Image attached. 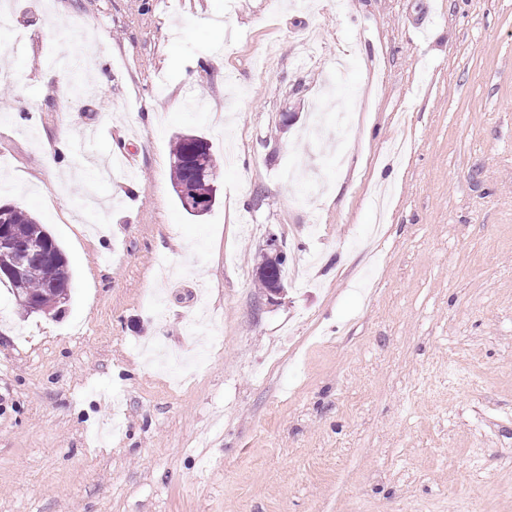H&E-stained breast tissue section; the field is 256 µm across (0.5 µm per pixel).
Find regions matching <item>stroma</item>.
I'll return each mask as SVG.
<instances>
[{
  "label": "stroma",
  "instance_id": "stroma-1",
  "mask_svg": "<svg viewBox=\"0 0 512 512\" xmlns=\"http://www.w3.org/2000/svg\"><path fill=\"white\" fill-rule=\"evenodd\" d=\"M9 2L0 205L72 288L30 313L0 285V512H512V0ZM83 127L133 171L93 226L48 180ZM271 236L307 268L277 302ZM195 142L203 143L204 150L197 154L192 161V165H189V161L187 160L189 156L188 150ZM172 154L174 159L171 169L173 188L177 184L192 181L196 191V198L185 199L174 190L182 209L189 216L201 217L196 212L197 205L200 203V201L197 200V198H199L208 203L206 206L208 214L218 202L217 187L215 186L217 178L216 166L213 161L209 142L201 134L181 133L174 137ZM212 197H215L216 200L214 205L210 206L209 204Z\"/></svg>",
  "mask_w": 512,
  "mask_h": 512
}]
</instances>
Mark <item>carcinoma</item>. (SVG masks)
I'll return each mask as SVG.
<instances>
[{
  "label": "carcinoma",
  "mask_w": 512,
  "mask_h": 512,
  "mask_svg": "<svg viewBox=\"0 0 512 512\" xmlns=\"http://www.w3.org/2000/svg\"><path fill=\"white\" fill-rule=\"evenodd\" d=\"M196 142L203 143L204 150L190 162L188 161V150ZM172 154L174 159L171 169L172 183L177 185L191 181L196 191L194 198L178 197L179 203L188 215L196 217L198 216L196 208L199 201L208 203L217 196L216 166L211 147L207 139L200 134L181 133L174 137ZM0 224L11 225L13 232L19 238L46 239V245L42 246V251L32 254L29 258L30 270L25 296L40 298L46 308L55 305L57 295L71 290L72 275L69 266L65 265L52 283H46V257L49 254L63 257L62 248L34 216L23 210L8 207L6 210L0 211Z\"/></svg>",
  "instance_id": "cac0c4a2"
}]
</instances>
